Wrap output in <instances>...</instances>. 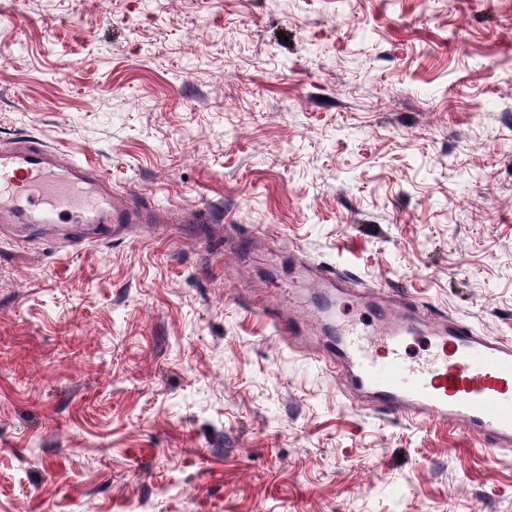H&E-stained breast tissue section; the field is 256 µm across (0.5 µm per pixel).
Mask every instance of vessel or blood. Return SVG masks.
I'll list each match as a JSON object with an SVG mask.
<instances>
[{
    "label": "vessel or blood",
    "mask_w": 512,
    "mask_h": 512,
    "mask_svg": "<svg viewBox=\"0 0 512 512\" xmlns=\"http://www.w3.org/2000/svg\"><path fill=\"white\" fill-rule=\"evenodd\" d=\"M135 194L112 193L107 174L68 162L45 143L23 138L0 149V222L67 224L76 243L87 227L108 225L112 235L146 221ZM374 307L372 324L328 327L333 345L323 361L345 388L373 409L410 420L434 418L492 448L512 447V340L479 333L466 319L431 318L408 295L373 288L363 294ZM286 346L301 345L310 326L283 307L254 304ZM430 349L416 360L406 350L423 323Z\"/></svg>",
    "instance_id": "1"
}]
</instances>
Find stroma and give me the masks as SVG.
Listing matches in <instances>:
<instances>
[{
	"instance_id": "1",
	"label": "stroma",
	"mask_w": 512,
	"mask_h": 512,
	"mask_svg": "<svg viewBox=\"0 0 512 512\" xmlns=\"http://www.w3.org/2000/svg\"><path fill=\"white\" fill-rule=\"evenodd\" d=\"M26 136L154 220L0 235V512H512L248 304L305 259L512 338V0H0Z\"/></svg>"
}]
</instances>
